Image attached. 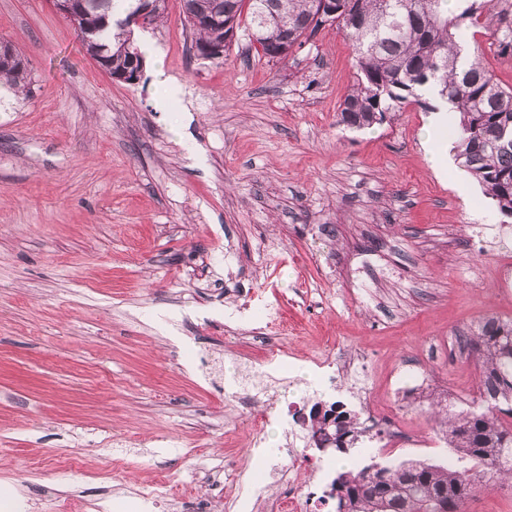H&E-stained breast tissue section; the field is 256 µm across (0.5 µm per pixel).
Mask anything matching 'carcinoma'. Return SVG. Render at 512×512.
<instances>
[{
  "mask_svg": "<svg viewBox=\"0 0 512 512\" xmlns=\"http://www.w3.org/2000/svg\"><path fill=\"white\" fill-rule=\"evenodd\" d=\"M77 27L88 54L118 80L126 79L142 54L126 20L138 0H74ZM184 20L195 36L198 57L226 48L244 29L257 53L279 62L323 27H336L351 42L356 78L338 107V123L364 129L407 102L425 108L423 89L435 87L459 116L455 157L496 204L512 217V84H504L480 61L478 46L463 43L469 28L493 39L512 58V0H336V16L321 0H183ZM32 79L22 52L0 41V100L23 99ZM463 350L475 356L484 410L448 416L454 461L371 463L341 472L329 497L336 512H452L456 501L475 496L481 476L512 477V320L488 317L468 335ZM313 435L344 453L358 441L356 414L335 407L313 416ZM346 510H340V507Z\"/></svg>",
  "mask_w": 512,
  "mask_h": 512,
  "instance_id": "1",
  "label": "carcinoma"
}]
</instances>
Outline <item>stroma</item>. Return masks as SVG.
Segmentation results:
<instances>
[{"instance_id":"stroma-1","label":"stroma","mask_w":512,"mask_h":512,"mask_svg":"<svg viewBox=\"0 0 512 512\" xmlns=\"http://www.w3.org/2000/svg\"><path fill=\"white\" fill-rule=\"evenodd\" d=\"M1 38L24 54L34 92L0 102V512H58L61 497L70 512H227L231 470L275 492L266 472L292 466L288 428L268 426L275 455L259 459L251 415L319 396L307 371L258 372L227 332L251 289L293 325L289 351L361 354L342 401L364 385L430 439L448 413L483 408L476 361L453 343L485 317L512 319L498 279L512 218L457 162L435 171L428 110L338 124L356 76L341 31L278 63L240 33L206 60L168 0L163 26L133 34L159 51L133 83L87 54L51 0H0ZM406 362L429 381L393 393ZM253 385L262 401L234 397ZM116 457L124 470L108 469Z\"/></svg>"}]
</instances>
